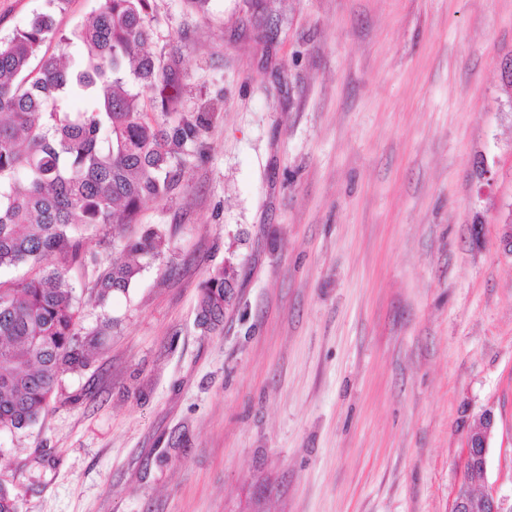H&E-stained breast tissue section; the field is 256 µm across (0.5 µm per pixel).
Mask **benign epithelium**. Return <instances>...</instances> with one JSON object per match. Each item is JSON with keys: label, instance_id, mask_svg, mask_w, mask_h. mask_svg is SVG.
<instances>
[{"label": "benign epithelium", "instance_id": "1", "mask_svg": "<svg viewBox=\"0 0 512 512\" xmlns=\"http://www.w3.org/2000/svg\"><path fill=\"white\" fill-rule=\"evenodd\" d=\"M499 245L512 256V211L499 228ZM497 419L490 409L469 420L465 437V471L461 489L454 492L449 512H512V503L487 488V462L490 440Z\"/></svg>", "mask_w": 512, "mask_h": 512}]
</instances>
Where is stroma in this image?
<instances>
[{"mask_svg": "<svg viewBox=\"0 0 512 512\" xmlns=\"http://www.w3.org/2000/svg\"><path fill=\"white\" fill-rule=\"evenodd\" d=\"M101 0H0V38ZM178 109L209 107L166 252L97 305L87 367L0 433L18 512H449L467 421L512 497V0H152ZM484 161L491 181L479 179ZM481 224L473 233V224ZM232 265L216 331L201 285Z\"/></svg>", "mask_w": 512, "mask_h": 512, "instance_id": "35a3bbf8", "label": "stroma"}]
</instances>
